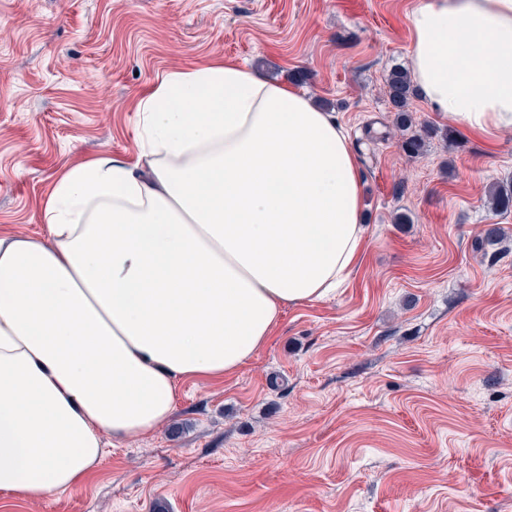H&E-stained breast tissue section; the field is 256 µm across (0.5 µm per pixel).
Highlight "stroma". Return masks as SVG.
Masks as SVG:
<instances>
[{
	"instance_id": "1",
	"label": "stroma",
	"mask_w": 512,
	"mask_h": 512,
	"mask_svg": "<svg viewBox=\"0 0 512 512\" xmlns=\"http://www.w3.org/2000/svg\"><path fill=\"white\" fill-rule=\"evenodd\" d=\"M421 0H0V235L48 236L56 180L140 162L137 103L232 59L328 108L359 156L366 241L333 294L285 306L221 383L181 384L150 436L103 434L95 474L0 512H512V130L385 94ZM500 243L483 245L490 227ZM386 88L390 103L399 112V127L403 132L400 147L407 156H417L422 151L425 140L422 134L408 133L413 126L408 106L417 95L409 72L402 69L392 71L386 81Z\"/></svg>"
}]
</instances>
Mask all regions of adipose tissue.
Instances as JSON below:
<instances>
[{
    "instance_id": "1",
    "label": "adipose tissue",
    "mask_w": 512,
    "mask_h": 512,
    "mask_svg": "<svg viewBox=\"0 0 512 512\" xmlns=\"http://www.w3.org/2000/svg\"><path fill=\"white\" fill-rule=\"evenodd\" d=\"M411 31L436 111L512 129V0H421ZM138 112L146 168L74 166L47 239L0 237V492L21 500L85 481L102 432L156 431L181 381L234 374L364 246L349 138L295 89L228 59L169 73Z\"/></svg>"
}]
</instances>
